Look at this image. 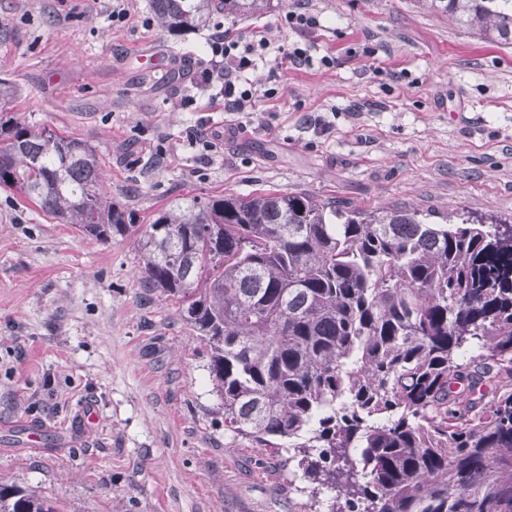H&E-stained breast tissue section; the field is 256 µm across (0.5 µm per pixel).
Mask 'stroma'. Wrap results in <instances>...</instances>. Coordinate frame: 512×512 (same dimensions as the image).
<instances>
[{
    "label": "stroma",
    "mask_w": 512,
    "mask_h": 512,
    "mask_svg": "<svg viewBox=\"0 0 512 512\" xmlns=\"http://www.w3.org/2000/svg\"><path fill=\"white\" fill-rule=\"evenodd\" d=\"M306 2L322 23L311 33L282 26L294 0H271L173 38L149 0H122V22L113 0H0V79L17 90L0 111L92 145L104 191L144 221L263 190L511 216L512 46L424 0ZM219 26L336 63H258L251 130L232 137L238 115L190 77ZM138 262L131 240L91 241L0 188V483L61 512H306L305 482L279 456L225 436L206 353L178 302L141 288Z\"/></svg>",
    "instance_id": "35a3bbf8"
}]
</instances>
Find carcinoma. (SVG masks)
<instances>
[{"label":"carcinoma","mask_w":512,"mask_h":512,"mask_svg":"<svg viewBox=\"0 0 512 512\" xmlns=\"http://www.w3.org/2000/svg\"><path fill=\"white\" fill-rule=\"evenodd\" d=\"M512 44V0H430ZM270 0H150L181 36ZM88 143L0 113V185L98 242L131 238L142 287L181 302L224 431L284 456L309 512H512V219L348 210L280 190L193 199L146 224ZM481 352H459L474 343ZM0 512H60L0 485Z\"/></svg>","instance_id":"obj_1"}]
</instances>
